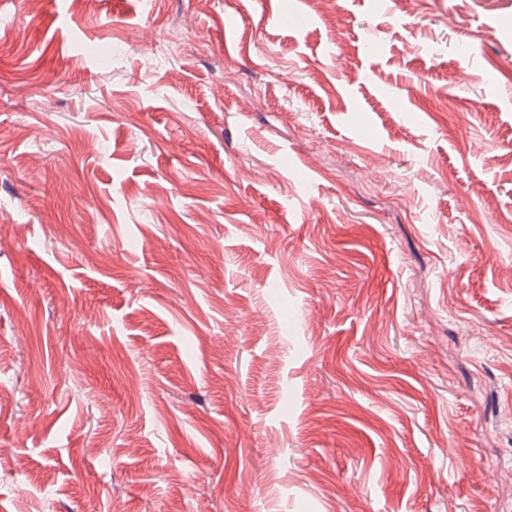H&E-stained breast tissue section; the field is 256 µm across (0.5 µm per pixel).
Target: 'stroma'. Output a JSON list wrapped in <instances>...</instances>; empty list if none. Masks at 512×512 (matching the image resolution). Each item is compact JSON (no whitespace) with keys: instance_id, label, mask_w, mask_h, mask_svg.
<instances>
[{"instance_id":"35a3bbf8","label":"stroma","mask_w":512,"mask_h":512,"mask_svg":"<svg viewBox=\"0 0 512 512\" xmlns=\"http://www.w3.org/2000/svg\"><path fill=\"white\" fill-rule=\"evenodd\" d=\"M511 410L512 0H0V512H505Z\"/></svg>"}]
</instances>
